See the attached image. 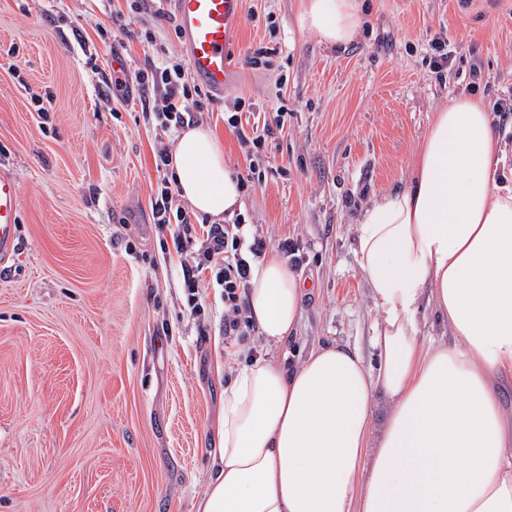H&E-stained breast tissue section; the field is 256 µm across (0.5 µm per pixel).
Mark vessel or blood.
Masks as SVG:
<instances>
[{
    "mask_svg": "<svg viewBox=\"0 0 512 512\" xmlns=\"http://www.w3.org/2000/svg\"><path fill=\"white\" fill-rule=\"evenodd\" d=\"M181 36L189 72L212 96L223 95L235 76L233 51L242 23V0H164ZM21 211L16 178L0 172V254L13 248Z\"/></svg>",
    "mask_w": 512,
    "mask_h": 512,
    "instance_id": "vessel-or-blood-1",
    "label": "vessel or blood"
}]
</instances>
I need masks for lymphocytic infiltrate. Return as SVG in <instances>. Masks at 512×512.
Segmentation results:
<instances>
[{"instance_id":"lymphocytic-infiltrate-1","label":"lymphocytic infiltrate","mask_w":512,"mask_h":512,"mask_svg":"<svg viewBox=\"0 0 512 512\" xmlns=\"http://www.w3.org/2000/svg\"><path fill=\"white\" fill-rule=\"evenodd\" d=\"M142 89H157L164 101L162 108L149 110L153 124L161 129H180L195 123L199 103L191 92V81L182 62L173 60L168 50H161L157 59L139 69L135 75ZM227 123L237 131L240 143L246 146L250 163L240 181L245 186L262 184L266 170L260 164L265 156L266 141L274 131L284 126L283 112H276L272 121L262 130H247L239 114L228 117ZM178 189L174 182L162 181L151 199V214L155 224L172 226V240L180 262L186 288L199 286L203 272H210L216 284L224 290V334L227 337L244 336L254 325L244 307V296L249 287L253 261L265 254L267 242L250 234L242 215H234L221 224L210 225L198 251L186 249L187 242L196 234L191 216L176 207Z\"/></svg>"}]
</instances>
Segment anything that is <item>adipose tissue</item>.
I'll return each mask as SVG.
<instances>
[{
	"mask_svg": "<svg viewBox=\"0 0 512 512\" xmlns=\"http://www.w3.org/2000/svg\"><path fill=\"white\" fill-rule=\"evenodd\" d=\"M361 0H303L299 29L351 42ZM485 101L449 98L404 185L362 212L353 256L377 314L376 365L336 343L289 368L263 358L224 387L214 471L195 512H512V183ZM170 169L202 215L243 207L207 128L183 131ZM304 290L278 252L257 264L249 315L287 342ZM449 340L425 339L427 311ZM388 410L373 425V405Z\"/></svg>",
	"mask_w": 512,
	"mask_h": 512,
	"instance_id": "1",
	"label": "adipose tissue"
}]
</instances>
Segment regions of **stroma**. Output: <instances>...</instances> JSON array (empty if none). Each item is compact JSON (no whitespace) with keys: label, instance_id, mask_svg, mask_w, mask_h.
<instances>
[{"label":"stroma","instance_id":"35a3bbf8","mask_svg":"<svg viewBox=\"0 0 512 512\" xmlns=\"http://www.w3.org/2000/svg\"><path fill=\"white\" fill-rule=\"evenodd\" d=\"M300 0H243L235 81L202 94L201 126L248 165L227 124L240 103L283 130L272 170L242 214L269 249L298 239L311 291L295 336L224 335L222 290L200 280L194 316L171 235L151 215L154 161L177 133L113 96L108 66L179 55L174 23L127 0H0V170L22 197L15 252L0 265V512H194L212 469L219 398L246 357L297 366L335 342L374 363L375 313L355 267L361 212L399 186L419 139L452 96L512 98V0H364L353 42L299 32ZM444 41L450 66L428 55ZM259 47L272 65L253 68Z\"/></svg>","mask_w":512,"mask_h":512}]
</instances>
